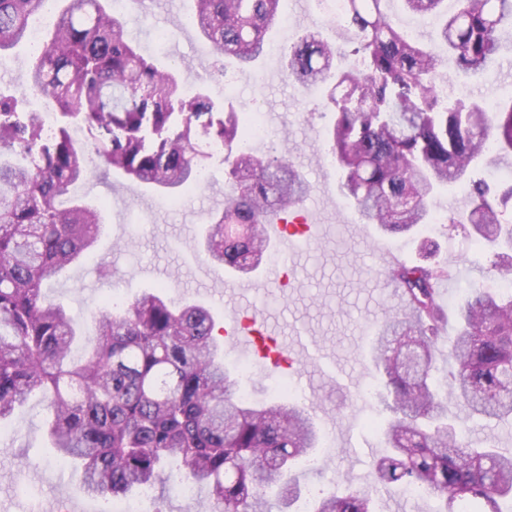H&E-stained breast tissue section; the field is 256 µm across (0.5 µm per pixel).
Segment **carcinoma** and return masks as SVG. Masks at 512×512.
<instances>
[{
  "instance_id": "1",
  "label": "carcinoma",
  "mask_w": 512,
  "mask_h": 512,
  "mask_svg": "<svg viewBox=\"0 0 512 512\" xmlns=\"http://www.w3.org/2000/svg\"><path fill=\"white\" fill-rule=\"evenodd\" d=\"M47 0H0V56L22 43ZM42 52L14 92L0 89V422L35 392L45 395L48 435L73 461L81 492L107 502L163 484L172 461L179 478L209 491L212 512H272L299 501L297 463L323 442L313 412L288 395L253 403L239 390L241 370L224 367V344L209 308L171 304L162 289L116 307L106 302L82 333L45 282L92 250L104 203L76 194L91 175L89 156L108 171L174 199L202 187L200 173L224 145L232 191L211 217L201 246L214 268L249 277L270 255L259 218L286 210L309 184L288 154L265 158L246 142L243 113L222 107L207 87L187 93L174 69L145 57L109 0H63ZM194 28L241 72L265 56L281 0H192ZM384 0H343L336 45L314 32L284 55L288 79L326 87L336 120L323 136L341 193L361 223L407 235L431 223L436 193L460 184L467 208L451 220L487 262L512 278V185L497 193L480 175L512 172V105L488 111L470 98L438 92L439 51L465 77L497 68L512 31V0H403L419 16L442 15L435 44L415 41L384 12ZM40 95L55 112L45 128L32 108ZM79 129L83 139L73 136ZM387 275L404 300L372 336L382 375L375 396L387 417L372 431L383 451L374 483L416 487L437 512H507L512 454L494 438L473 439L457 411L489 426L512 419V292L472 288L450 313L440 286L451 266L394 262ZM454 335L446 338L449 321ZM93 350L72 359L78 339ZM448 340L454 369L435 374ZM309 512H376L364 490L313 497Z\"/></svg>"
}]
</instances>
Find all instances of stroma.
<instances>
[{"mask_svg":"<svg viewBox=\"0 0 512 512\" xmlns=\"http://www.w3.org/2000/svg\"><path fill=\"white\" fill-rule=\"evenodd\" d=\"M169 2L145 0L141 11L127 12L128 28L146 52H159L161 66L178 65L185 82L203 84L214 54L188 21L192 0H182L177 9ZM281 13L269 33L270 50L257 67L242 74L228 66L235 85L222 99L238 110L260 108L269 133L254 142V150L288 154L310 184L304 204L313 229L281 265L289 285L225 277L199 251L210 216L223 211L230 193L222 159L215 156L208 162L207 184L174 208H159L156 194L118 177L97 176L79 185V196L106 202L103 231L92 252L48 281L44 294L48 301L63 302L84 329L92 328L97 307L112 296L129 303L159 285L173 301L210 307L220 323L256 312L288 346L292 368L284 372L257 363L232 341L224 345V361L232 368L251 364L252 375L242 382L251 398L269 397L272 380L282 378L297 384L300 402L313 407L335 451L320 457L317 470L299 466L302 489L329 492L349 480L368 487L372 459L381 451L366 427L380 414L376 398L367 394L376 384L367 360L369 339L383 311L402 304L391 292L388 266L396 259L418 262V242L429 238L440 246L438 261L458 271L445 290L449 307H456L470 286L487 288L496 281L484 275V260L470 239L448 225L391 236L361 223L338 189L339 175L322 141L334 120L325 90L293 84L280 64L298 35L316 30L332 44L336 29L317 0H281ZM468 87L470 97L489 109L512 104V49H505L495 72ZM48 419L47 400L38 393L0 423V512H66L73 505L98 512L100 501L78 491L69 463L52 452ZM140 498L147 512H208L209 493L201 487L191 499L159 486Z\"/></svg>","mask_w":512,"mask_h":512,"instance_id":"stroma-1","label":"stroma"}]
</instances>
